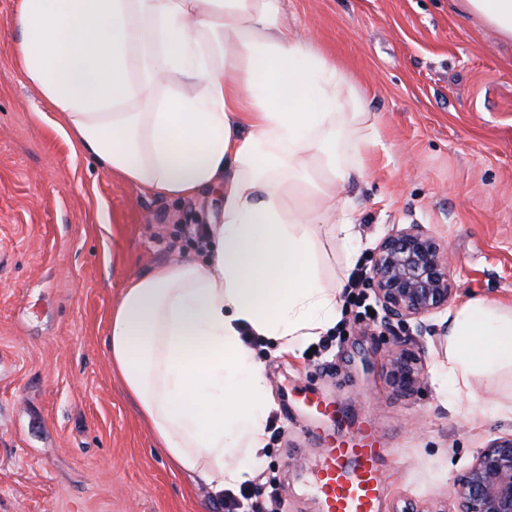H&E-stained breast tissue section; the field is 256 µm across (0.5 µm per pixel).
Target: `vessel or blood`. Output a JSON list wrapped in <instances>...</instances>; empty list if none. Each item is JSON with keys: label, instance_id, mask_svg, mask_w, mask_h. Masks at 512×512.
I'll return each mask as SVG.
<instances>
[{"label": "vessel or blood", "instance_id": "1", "mask_svg": "<svg viewBox=\"0 0 512 512\" xmlns=\"http://www.w3.org/2000/svg\"><path fill=\"white\" fill-rule=\"evenodd\" d=\"M308 409L317 415L332 414L339 434L325 448L311 481L321 512H377L383 489L381 460L384 450L371 428L349 434V420L342 404L311 401Z\"/></svg>", "mask_w": 512, "mask_h": 512}]
</instances>
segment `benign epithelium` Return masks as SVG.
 Returning a JSON list of instances; mask_svg holds the SVG:
<instances>
[{"instance_id": "1", "label": "benign epithelium", "mask_w": 512, "mask_h": 512, "mask_svg": "<svg viewBox=\"0 0 512 512\" xmlns=\"http://www.w3.org/2000/svg\"><path fill=\"white\" fill-rule=\"evenodd\" d=\"M369 285L389 317L423 328V318L448 306L457 292L442 241L421 224L395 227L373 253ZM424 380L415 353L400 348L392 356L391 381L412 395ZM454 509L448 512H512V435L479 449L454 481Z\"/></svg>"}]
</instances>
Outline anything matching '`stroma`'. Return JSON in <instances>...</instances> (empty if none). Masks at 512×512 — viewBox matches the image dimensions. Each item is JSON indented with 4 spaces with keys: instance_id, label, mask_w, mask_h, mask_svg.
<instances>
[{
    "instance_id": "35a3bbf8",
    "label": "stroma",
    "mask_w": 512,
    "mask_h": 512,
    "mask_svg": "<svg viewBox=\"0 0 512 512\" xmlns=\"http://www.w3.org/2000/svg\"><path fill=\"white\" fill-rule=\"evenodd\" d=\"M19 0H0V512H224L208 484L173 470L108 362L107 315L125 281L160 264L202 261L198 229L217 222L208 191L172 200L125 185L72 149L11 53ZM283 24L313 40L363 91L376 118L366 168L336 194L353 236L320 225V274L343 290L342 318L315 351L250 340L273 406L247 485L274 488L276 512H320L307 483L342 402L386 453L378 512H445L479 448L512 433L440 391L441 336L364 316L349 280L395 224L445 246L451 307L512 303V41L464 0H282ZM420 356L413 395L390 379L399 342Z\"/></svg>"
}]
</instances>
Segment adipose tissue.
I'll return each instance as SVG.
<instances>
[{
  "mask_svg": "<svg viewBox=\"0 0 512 512\" xmlns=\"http://www.w3.org/2000/svg\"><path fill=\"white\" fill-rule=\"evenodd\" d=\"M12 51L79 152L159 197L223 196L207 262L130 278L108 360L172 466L216 496L248 481L271 400L243 332L293 351L336 325L315 227L349 172L340 140L369 128L347 74L281 22V0H20ZM445 391L512 374V305L448 314Z\"/></svg>",
  "mask_w": 512,
  "mask_h": 512,
  "instance_id": "obj_1",
  "label": "adipose tissue"
}]
</instances>
